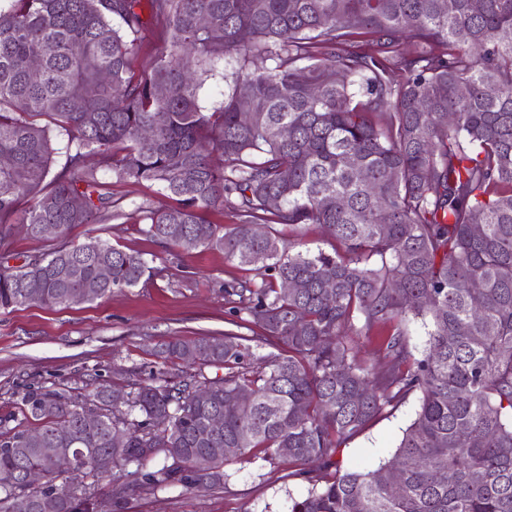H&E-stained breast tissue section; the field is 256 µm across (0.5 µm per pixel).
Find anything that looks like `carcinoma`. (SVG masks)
<instances>
[{
    "instance_id": "obj_1",
    "label": "carcinoma",
    "mask_w": 512,
    "mask_h": 512,
    "mask_svg": "<svg viewBox=\"0 0 512 512\" xmlns=\"http://www.w3.org/2000/svg\"><path fill=\"white\" fill-rule=\"evenodd\" d=\"M481 3L0 0V156L12 158L0 166V235L19 224L38 239L56 224L64 238L119 217L111 183L86 166L96 156L117 180L176 201L142 208L141 233L265 272L224 284L233 319L223 340L162 344L158 357L186 369L128 382L120 404L104 384L16 394L21 415H0V512L17 497L36 512H112L130 485L107 501L95 487L115 467L151 493L221 486L226 468L258 452L307 475L415 392L419 410L388 460L308 478L290 512H512V0ZM147 31L162 47L137 67ZM362 33L376 53L350 44ZM221 63L224 104L207 112L203 77ZM59 135L66 161L55 171ZM224 202L240 217L228 232L206 217ZM278 225H318L333 252ZM157 274L100 236L65 240L19 266L0 262V313L46 296L80 305ZM286 279L299 287L285 291ZM418 319L428 339L415 358L408 324ZM357 322L387 329L371 367L355 360ZM216 417L224 430L213 434ZM33 434L76 470L58 471L27 443ZM34 468L44 483L26 481ZM385 471L399 491L380 481Z\"/></svg>"
}]
</instances>
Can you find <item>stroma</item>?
I'll list each match as a JSON object with an SVG mask.
<instances>
[{
	"instance_id": "1",
	"label": "stroma",
	"mask_w": 512,
	"mask_h": 512,
	"mask_svg": "<svg viewBox=\"0 0 512 512\" xmlns=\"http://www.w3.org/2000/svg\"><path fill=\"white\" fill-rule=\"evenodd\" d=\"M98 176L111 182L124 216L78 225L71 230V239L107 238L125 251L153 259L163 273L81 306L39 304L0 314V406L30 383L69 389L83 387L95 376L116 385L147 378L162 366L152 351L154 344L171 337H223L229 318L225 283L262 279L260 270L230 263L222 252L169 249L142 234L141 208L165 209L172 206V199L146 183L114 180L106 169ZM418 408L419 396L413 393L371 422L347 442L338 468L361 460L377 468L394 451ZM308 487L288 461L272 465L255 458L229 467L222 487L135 493L115 512H289L292 501L303 497Z\"/></svg>"
}]
</instances>
